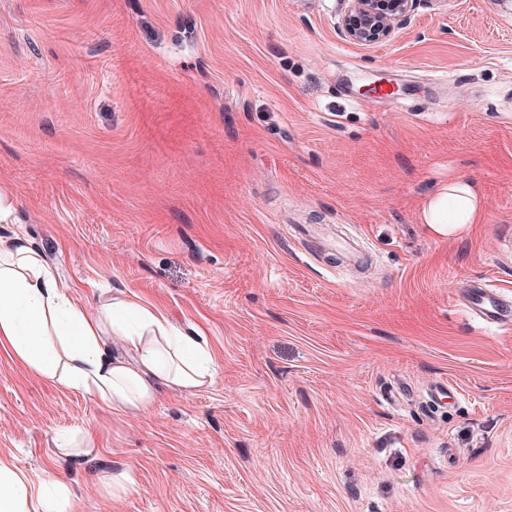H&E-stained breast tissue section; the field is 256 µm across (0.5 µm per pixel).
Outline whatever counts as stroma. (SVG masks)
Here are the masks:
<instances>
[{
  "label": "stroma",
  "instance_id": "stroma-1",
  "mask_svg": "<svg viewBox=\"0 0 512 512\" xmlns=\"http://www.w3.org/2000/svg\"><path fill=\"white\" fill-rule=\"evenodd\" d=\"M339 11L0 0V239L216 365L118 415L0 348V457L53 471L69 512H512V332L458 303L478 279L512 298V6L420 0L376 46ZM455 177L486 221L442 236L421 205ZM338 229L368 268L325 251Z\"/></svg>",
  "mask_w": 512,
  "mask_h": 512
}]
</instances>
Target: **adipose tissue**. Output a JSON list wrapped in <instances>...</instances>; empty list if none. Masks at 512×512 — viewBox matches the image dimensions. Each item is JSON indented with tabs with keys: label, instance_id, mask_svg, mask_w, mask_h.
Returning <instances> with one entry per match:
<instances>
[{
	"label": "adipose tissue",
	"instance_id": "adipose-tissue-1",
	"mask_svg": "<svg viewBox=\"0 0 512 512\" xmlns=\"http://www.w3.org/2000/svg\"><path fill=\"white\" fill-rule=\"evenodd\" d=\"M484 217L482 199L463 179L449 180L421 209L422 223L440 235ZM111 336L118 351L107 346ZM0 346L36 375L95 396L117 414L148 410L161 388L191 391L214 376L206 342L141 300L112 299L96 316L81 310L22 236L0 242ZM53 484L0 458V512H30V502Z\"/></svg>",
	"mask_w": 512,
	"mask_h": 512
}]
</instances>
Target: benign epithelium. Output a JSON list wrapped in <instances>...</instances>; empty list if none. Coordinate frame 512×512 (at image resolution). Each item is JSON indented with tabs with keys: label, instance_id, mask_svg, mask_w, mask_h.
I'll use <instances>...</instances> for the list:
<instances>
[{
	"label": "benign epithelium",
	"instance_id": "benign-epithelium-1",
	"mask_svg": "<svg viewBox=\"0 0 512 512\" xmlns=\"http://www.w3.org/2000/svg\"><path fill=\"white\" fill-rule=\"evenodd\" d=\"M342 34L358 45L389 42L411 21L417 0H340Z\"/></svg>",
	"mask_w": 512,
	"mask_h": 512
}]
</instances>
